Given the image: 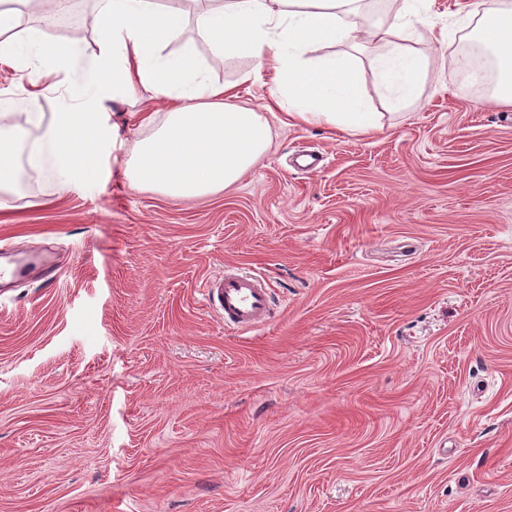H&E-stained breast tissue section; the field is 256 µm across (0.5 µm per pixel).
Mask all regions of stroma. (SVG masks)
Returning a JSON list of instances; mask_svg holds the SVG:
<instances>
[{
  "label": "stroma",
  "instance_id": "35a3bbf8",
  "mask_svg": "<svg viewBox=\"0 0 512 512\" xmlns=\"http://www.w3.org/2000/svg\"><path fill=\"white\" fill-rule=\"evenodd\" d=\"M383 132L271 120L232 188H134L104 158L61 192L0 191V512H512V108L473 78L472 26ZM109 104L125 145L163 119ZM322 157L312 170L299 153ZM263 273L274 320L225 328V267Z\"/></svg>",
  "mask_w": 512,
  "mask_h": 512
}]
</instances>
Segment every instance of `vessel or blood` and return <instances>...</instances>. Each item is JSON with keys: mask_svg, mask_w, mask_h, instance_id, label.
<instances>
[{"mask_svg": "<svg viewBox=\"0 0 512 512\" xmlns=\"http://www.w3.org/2000/svg\"><path fill=\"white\" fill-rule=\"evenodd\" d=\"M203 296L210 308L222 314L226 327L253 330L272 319V292L262 273H224L209 281Z\"/></svg>", "mask_w": 512, "mask_h": 512, "instance_id": "vessel-or-blood-1", "label": "vessel or blood"}]
</instances>
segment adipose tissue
I'll list each match as a JSON object with an SVG mask.
<instances>
[{
	"mask_svg": "<svg viewBox=\"0 0 512 512\" xmlns=\"http://www.w3.org/2000/svg\"><path fill=\"white\" fill-rule=\"evenodd\" d=\"M91 24L100 54L82 71L81 39L53 47L46 33L65 0H0V64L25 72L24 95L0 90V188L20 166L59 191L98 179L106 150L119 136L107 104L140 87L167 103L161 126L137 140L125 162L132 185L173 197L203 196L238 181L269 149L266 112L235 102L237 84L263 70L274 73L273 104L288 117L326 123L342 132L371 133L384 126L361 95L354 59L312 58L317 43L347 41L375 47L371 67L389 108L416 101L430 53L444 48L447 31L427 47L415 45L413 22L431 16L435 0H401L389 22L366 25L363 0H92ZM458 12L478 14L476 34L496 74L494 98L512 106V13L501 0H459ZM224 62L245 55L250 68L236 84L210 78L200 50ZM58 91L56 110L38 102Z\"/></svg>",
	"mask_w": 512,
	"mask_h": 512,
	"instance_id": "adipose-tissue-1",
	"label": "adipose tissue"
}]
</instances>
